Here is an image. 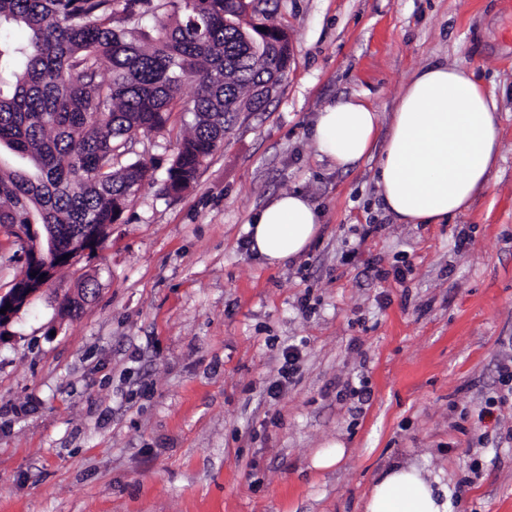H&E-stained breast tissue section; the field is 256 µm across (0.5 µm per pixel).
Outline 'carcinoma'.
<instances>
[{
	"instance_id": "1",
	"label": "carcinoma",
	"mask_w": 512,
	"mask_h": 512,
	"mask_svg": "<svg viewBox=\"0 0 512 512\" xmlns=\"http://www.w3.org/2000/svg\"><path fill=\"white\" fill-rule=\"evenodd\" d=\"M260 2L249 28L240 0H0V228L18 253L48 237L71 259L75 242L94 249L149 177L133 144L178 122L190 132L161 192L192 187L288 68V33ZM19 224L40 238L19 243Z\"/></svg>"
}]
</instances>
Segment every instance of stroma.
Instances as JSON below:
<instances>
[{"instance_id":"35a3bbf8","label":"stroma","mask_w":512,"mask_h":512,"mask_svg":"<svg viewBox=\"0 0 512 512\" xmlns=\"http://www.w3.org/2000/svg\"><path fill=\"white\" fill-rule=\"evenodd\" d=\"M274 18L292 56L265 111L241 113L177 198L160 191L174 136L140 140L154 173L120 223L0 327V512H364L396 462L442 475L456 512H512V8L278 0ZM445 62L496 94L501 156L466 213L402 224L378 153L337 169L312 127L348 97L389 118L413 72ZM283 191L322 224L271 266L242 242ZM291 345L299 367L270 398ZM336 441L342 460L314 467Z\"/></svg>"}]
</instances>
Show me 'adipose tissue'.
<instances>
[{
  "mask_svg": "<svg viewBox=\"0 0 512 512\" xmlns=\"http://www.w3.org/2000/svg\"><path fill=\"white\" fill-rule=\"evenodd\" d=\"M315 150L347 169L381 154L376 182L386 210L403 224H439L466 212L486 190L501 153L496 97L456 65L418 70L389 126L376 107L344 98L324 107L313 128ZM314 206L298 192L275 195L247 230L251 248L277 265L306 252L319 231ZM447 484L413 465L396 463L374 479L365 512H453Z\"/></svg>",
  "mask_w": 512,
  "mask_h": 512,
  "instance_id": "adipose-tissue-1",
  "label": "adipose tissue"
}]
</instances>
